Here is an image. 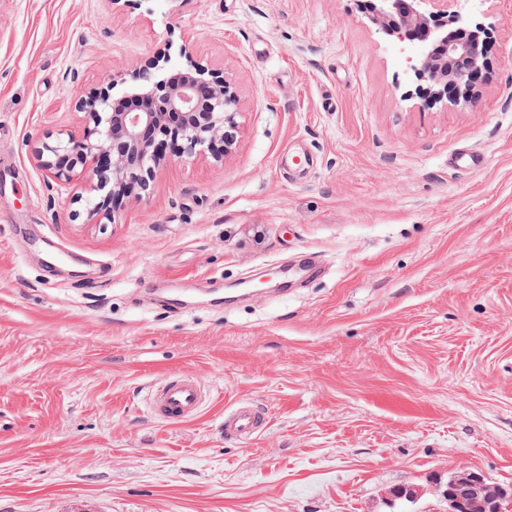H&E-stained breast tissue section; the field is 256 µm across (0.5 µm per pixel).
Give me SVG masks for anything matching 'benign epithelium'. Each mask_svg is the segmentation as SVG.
I'll list each match as a JSON object with an SVG mask.
<instances>
[{
    "label": "benign epithelium",
    "mask_w": 512,
    "mask_h": 512,
    "mask_svg": "<svg viewBox=\"0 0 512 512\" xmlns=\"http://www.w3.org/2000/svg\"><path fill=\"white\" fill-rule=\"evenodd\" d=\"M362 11L393 38L404 73L425 101L469 97L483 77L488 32L465 22L455 6L460 0H356ZM156 58L144 68L115 71L107 88L82 96L79 111L89 117L81 133L44 143L40 165L58 181L76 175L97 192L90 220L112 221L127 201L146 190L151 164L165 145L192 154L217 142L229 148L235 125V95L229 82L194 61ZM508 495L498 486L487 491L483 475L467 472L448 482L443 497L448 512H500Z\"/></svg>",
    "instance_id": "benign-epithelium-1"
}]
</instances>
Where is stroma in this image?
<instances>
[{
    "mask_svg": "<svg viewBox=\"0 0 512 512\" xmlns=\"http://www.w3.org/2000/svg\"><path fill=\"white\" fill-rule=\"evenodd\" d=\"M472 100L422 106L354 0H0V512H448L512 489V0ZM186 45L232 151L161 161L115 222L37 151ZM313 156L308 171L279 163ZM481 154L474 172L449 166ZM203 388L181 424L169 375ZM265 415L252 439L224 411ZM203 391L191 378L170 376L153 395L152 412L156 418L176 424L194 418L202 407ZM464 479H451L448 489L444 490L443 497L448 502V512H464L472 509H481L484 512H498L501 510V501L508 492L497 486L495 491H487L483 475L477 472L463 473Z\"/></svg>",
    "mask_w": 512,
    "mask_h": 512,
    "instance_id": "obj_1",
    "label": "stroma"
}]
</instances>
